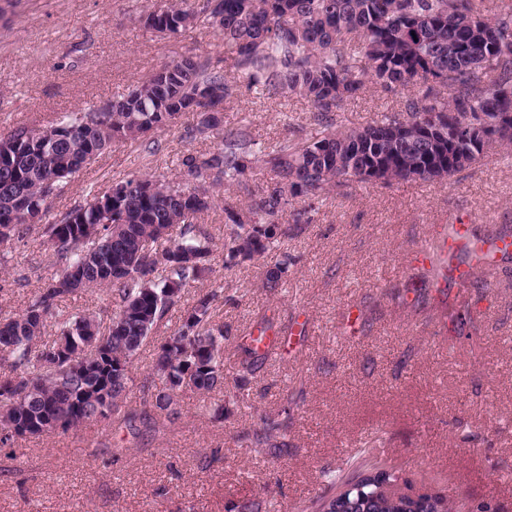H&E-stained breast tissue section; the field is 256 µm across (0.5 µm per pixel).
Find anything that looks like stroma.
I'll use <instances>...</instances> for the list:
<instances>
[{"instance_id":"1","label":"stroma","mask_w":512,"mask_h":512,"mask_svg":"<svg viewBox=\"0 0 512 512\" xmlns=\"http://www.w3.org/2000/svg\"><path fill=\"white\" fill-rule=\"evenodd\" d=\"M161 0H0V132L41 127L66 112L127 93L162 65L188 54L223 69L222 35L197 27L162 38L143 18ZM404 93L372 87L348 99L338 123L363 126L403 111ZM197 119L150 133L159 144L112 143L49 200V219L106 191L113 180L151 175L193 186L186 156L217 152L222 136L187 137ZM224 125L245 130L265 150L316 135L320 127L301 97L269 99L238 91L224 103ZM215 205L195 221L224 242V205H244L237 187L215 189ZM311 224L281 239L292 257L275 289L266 265L225 268L214 260L209 280L188 288L155 338L135 356L126 403L139 406L157 340L178 329L201 289L223 286L213 317L230 326L224 342V387L186 393L180 415L113 455L112 427L88 422L78 432L51 433L0 446V512H315L321 497L356 474L381 467L413 489L431 486L459 502L491 503L512 512V259L499 263L494 285L466 290L482 322L480 336L446 335L439 314L398 298L422 287L425 269L410 255L466 212L475 232L512 226V147L490 151L473 168L445 181L390 186L353 182L314 203ZM58 270L42 226L0 245V317L23 312ZM109 289L78 292L62 302L61 321L85 313L108 325ZM278 325L304 322L296 351L269 358L237 390L238 343L261 316ZM221 403L229 413L212 419ZM291 417L288 447L255 452L234 439L260 417ZM218 459H211V452Z\"/></svg>"}]
</instances>
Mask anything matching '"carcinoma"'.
I'll use <instances>...</instances> for the list:
<instances>
[{
	"instance_id": "cac0c4a2",
	"label": "carcinoma",
	"mask_w": 512,
	"mask_h": 512,
	"mask_svg": "<svg viewBox=\"0 0 512 512\" xmlns=\"http://www.w3.org/2000/svg\"><path fill=\"white\" fill-rule=\"evenodd\" d=\"M144 25L170 37L198 25L219 30L228 47L224 71L194 54L162 66L128 93L102 107L68 112L41 136L26 140L27 128L14 133L20 149L0 162V243L21 239L31 230L22 212H32L58 195L68 179L114 142H137L151 132L198 115L197 127L224 130L223 148L189 155L183 165L199 180L193 188L172 186L155 177L128 176L116 181L130 190L112 196V204L83 205L45 225L44 232L62 265L48 287L34 295L17 317L0 320V427L14 425L15 435L43 434L42 418L63 420L74 430L101 420L96 402L106 396L115 447L139 437L159 415L178 416L179 397L224 388V339L229 329L213 320V306L224 288H212L186 309L178 330L158 343L154 380L143 390L142 408L126 409L134 356L158 330L186 288L209 277L214 250L192 221L214 204L210 189L236 186L249 196L243 208L227 204L224 214V268L269 257L279 240L312 223V206L291 211L288 225L279 215L297 199H319L355 180L356 172L375 171L381 184L410 180H447L478 164L496 147L512 146V127L481 139L466 122L469 115L491 119L512 113V7L494 19L485 16L484 0H167L148 13ZM268 98L298 95L317 114L321 131L265 152L241 129H224V101L236 86ZM378 86L409 92L400 114L361 127L338 124L344 102ZM448 96H441V90ZM263 162L272 181L253 189L247 173ZM156 190L144 194L143 181ZM247 212L252 223L240 222ZM273 224L276 229H268ZM176 231L168 250L153 244L159 230ZM512 237L506 230L473 234L456 255L476 270L459 282L469 288L481 279L482 245ZM448 255L432 250L428 284L449 335L467 340L479 324L468 304L448 305L453 280L445 275ZM288 272V255L266 271L265 285L275 289ZM107 287L118 329L108 331L102 350L63 356L58 339L44 341V328L61 303L79 290ZM101 323L93 316L63 322L59 335L80 342L95 336ZM288 337L274 318L263 317L256 331L238 345L240 379L253 375ZM288 418H260L243 427L237 441L248 448H286ZM432 512H460L448 496L429 492ZM330 512H410L402 494L379 490V480L359 481L343 499H328Z\"/></svg>"
}]
</instances>
